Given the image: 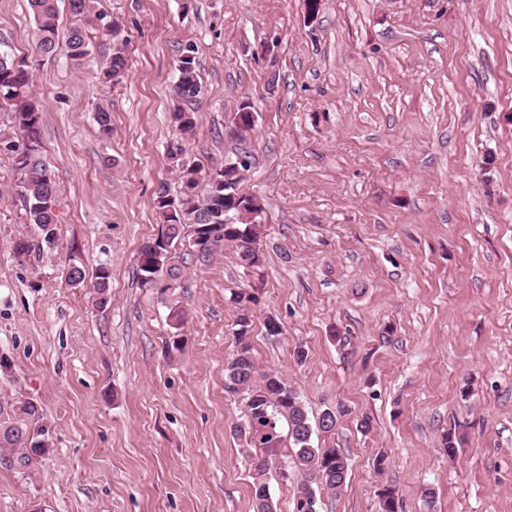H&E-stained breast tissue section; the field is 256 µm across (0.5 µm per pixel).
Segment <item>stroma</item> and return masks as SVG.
Masks as SVG:
<instances>
[{
    "mask_svg": "<svg viewBox=\"0 0 512 512\" xmlns=\"http://www.w3.org/2000/svg\"><path fill=\"white\" fill-rule=\"evenodd\" d=\"M305 3L96 0L127 44L108 87L104 24L81 64L41 57L27 0H0V53L32 70L58 192L49 246L0 152V403L34 402L50 444L27 473L0 467V512H254L232 432L244 406L224 390L229 298L244 289L260 297L259 367L312 420L347 410L335 442L349 477L320 512H378L385 484L398 512H512V0H320L313 20ZM189 43L204 97L187 156L206 171L250 153L241 187L266 237L257 271L178 244L175 329L138 255L160 229V184L179 190L169 114ZM245 101L257 122L238 142L226 131Z\"/></svg>",
    "mask_w": 512,
    "mask_h": 512,
    "instance_id": "stroma-1",
    "label": "stroma"
}]
</instances>
